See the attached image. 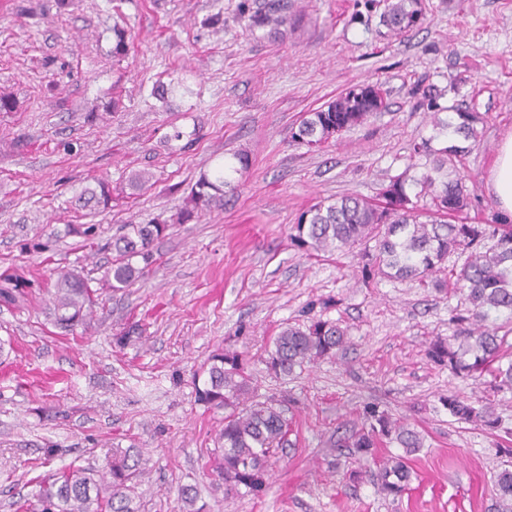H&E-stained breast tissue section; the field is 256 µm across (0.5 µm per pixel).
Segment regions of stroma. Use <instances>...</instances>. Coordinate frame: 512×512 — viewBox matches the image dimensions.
<instances>
[{"label": "stroma", "instance_id": "1", "mask_svg": "<svg viewBox=\"0 0 512 512\" xmlns=\"http://www.w3.org/2000/svg\"><path fill=\"white\" fill-rule=\"evenodd\" d=\"M264 2L122 0L132 40L117 63L106 0H69L62 12L54 0H0V93L17 102L0 112V277L29 293L24 306L0 308V338L12 346L0 363V512L32 497L38 464L100 467L132 447L148 460L140 512H186L187 485L201 512H488L496 474L512 465V392L427 358L430 342L456 334L457 297L363 280L361 248L305 251L290 232L319 199H375L391 177H421L415 142L462 144L434 129L436 112L483 116L455 174L471 194L468 223L500 219L488 176L512 132V0H426L422 28L398 39L385 37L368 0H288L295 24L276 36L250 30L246 12ZM181 79L193 97L162 109L153 86ZM364 83L381 86L385 111L319 147L293 140L306 112ZM114 90L124 102L115 114L104 108ZM237 151L250 164L223 209L170 223L152 245L158 265L106 292L90 334H60L44 300L57 270L100 278L124 225L168 220L200 171ZM143 170L151 186L131 193L128 177ZM100 176L111 207L77 209ZM68 224L98 225L96 245L64 235ZM318 319L346 327V347L300 373L269 371L266 345ZM134 322L141 342L119 347L115 334ZM218 352L239 354L256 394L292 419L293 446L270 461L257 494L213 484L224 413L198 402L195 377ZM451 394L493 400L498 427L455 421L441 403ZM371 403L408 416L424 438L397 497L355 459L330 465L333 437L360 428Z\"/></svg>", "mask_w": 512, "mask_h": 512}]
</instances>
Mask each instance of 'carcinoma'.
<instances>
[{
  "label": "carcinoma",
  "instance_id": "obj_1",
  "mask_svg": "<svg viewBox=\"0 0 512 512\" xmlns=\"http://www.w3.org/2000/svg\"><path fill=\"white\" fill-rule=\"evenodd\" d=\"M380 23L392 37H402L421 28L426 17L425 0H382ZM253 29L270 27L273 34L288 24L286 0H266L264 7L248 16ZM112 57L121 59L128 47V29L112 26ZM190 95L189 86L160 83L153 95L168 103L175 95ZM387 108L377 85H356L318 109L305 113L292 139L318 147L331 138L366 122ZM457 120L432 116L438 132L448 129L466 140L477 138L476 112H458ZM463 153L457 145L435 149L424 139L413 148V157L429 160V169L413 183L400 176L383 191V203L362 197L323 198L303 212L293 225L291 242L300 249L334 252L364 247L368 257L361 270L363 279L382 275L410 279L438 291L461 296L453 321L460 343L452 347L436 340L426 350L428 358L466 377L487 373L500 389L512 390V359L505 360L503 346L512 335V224H453L448 219L468 208L470 194L460 178H448V169ZM237 165L220 166L200 173L185 206L171 217L174 224H186L214 210L224 208V189H234L231 175L247 167L243 153L233 154ZM430 198V208L418 201ZM112 202L108 179L97 178L75 199L82 209L99 210ZM122 235L112 241L116 259L106 267L101 285L111 291L132 286L156 262L151 250L166 224H126ZM97 227L65 225L64 234L76 235L94 244ZM469 252L460 268H448V256ZM142 266H137V263ZM53 325L65 334L94 327V308L99 301L90 279L77 269L60 270L55 286L47 290ZM502 322H497V319ZM347 329L338 323L317 320L309 325L288 326L266 350L269 369L288 375L316 359L334 357L347 344ZM205 380L197 388V400L224 411L223 425L212 449V473L225 491L239 494L258 492L266 482L267 464L292 445L288 439L291 421L280 404L254 399L244 376L242 359L234 354H215L203 369ZM443 406L455 419L495 424V408L490 402L471 404L454 396ZM360 430L344 436L342 447L362 459L375 456L374 449L397 444L404 454L378 462L374 473L381 490L402 494L412 476L408 457L424 447L423 438L405 421L391 417L375 405L363 409ZM146 475V460L137 448H127L112 456L98 470L70 466L49 472L37 480L33 500L22 505L23 512H139L135 484ZM495 510L512 512V470L502 469L495 477Z\"/></svg>",
  "mask_w": 512,
  "mask_h": 512
}]
</instances>
